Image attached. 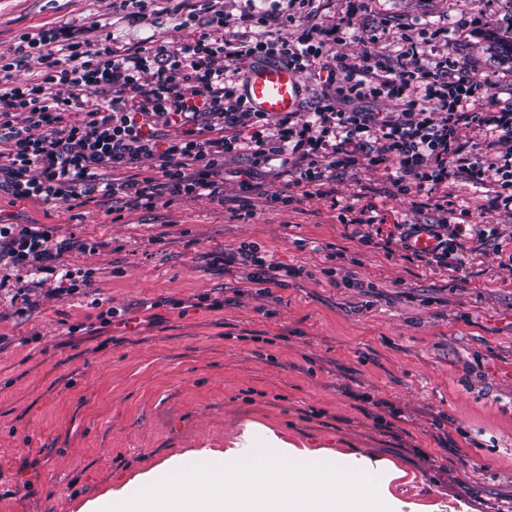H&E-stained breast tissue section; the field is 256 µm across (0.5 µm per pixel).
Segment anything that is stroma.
Listing matches in <instances>:
<instances>
[{
    "label": "stroma",
    "mask_w": 512,
    "mask_h": 512,
    "mask_svg": "<svg viewBox=\"0 0 512 512\" xmlns=\"http://www.w3.org/2000/svg\"><path fill=\"white\" fill-rule=\"evenodd\" d=\"M103 13L118 46L193 35L166 13L131 22L121 0H0V55L43 26L90 38ZM293 13L317 24L324 53L384 65L410 36L423 65L449 56L512 98V60L485 38L512 36V0H309ZM256 184L249 217L230 173L224 202L119 215L107 200L0 196V224L45 225L60 263L92 278L67 294L0 254V512H80L172 457L239 447L247 430L308 463L383 461L400 472L392 495L420 512H512V209L484 210L486 186L449 181L454 222L492 234L471 242L460 271L432 270L336 219L333 200L388 186L385 171L337 170L335 199L288 206L270 202L285 181ZM385 211L383 238L440 217L400 193ZM243 243L300 276L258 291L218 260Z\"/></svg>",
    "instance_id": "1"
}]
</instances>
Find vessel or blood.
Masks as SVG:
<instances>
[{
	"mask_svg": "<svg viewBox=\"0 0 512 512\" xmlns=\"http://www.w3.org/2000/svg\"><path fill=\"white\" fill-rule=\"evenodd\" d=\"M301 89L298 71L282 62H258L251 65L241 86L250 106L271 119L296 111Z\"/></svg>",
	"mask_w": 512,
	"mask_h": 512,
	"instance_id": "1",
	"label": "vessel or blood"
}]
</instances>
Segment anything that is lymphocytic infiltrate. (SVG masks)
Returning <instances> with one entry per match:
<instances>
[{"instance_id":"f902f5d3","label":"lymphocytic infiltrate","mask_w":512,"mask_h":512,"mask_svg":"<svg viewBox=\"0 0 512 512\" xmlns=\"http://www.w3.org/2000/svg\"><path fill=\"white\" fill-rule=\"evenodd\" d=\"M228 21L220 0H208L199 20L191 0H177L174 16L194 28L191 40L173 46L150 38L132 48L104 46L48 28L18 37L11 56H0V193L15 201L70 203L112 200L117 210L150 209L157 204L207 197L224 198V169L247 157L250 170L285 179L305 197H326L336 169L385 166L393 188L427 197L443 217L433 224L398 225L396 240H375L371 225L383 223L377 203L355 197L340 208L341 223L360 226L361 244L412 249L411 237L424 232L434 249L416 253L426 265L462 269L466 244L482 240L481 224L445 219L444 184L467 172L473 183L491 182L490 209L512 207V102L492 101V84L447 62L427 68L417 47L401 51L392 66L371 55L352 63L334 55L322 67V44L310 24L289 32L286 17H269V29H256V0ZM234 24L231 38L217 31ZM36 60L37 78L16 82L14 70ZM284 61L297 70L326 69L337 94L379 95L404 114L397 121L381 112H344L335 96L320 95L303 117L288 113L271 120L254 111L240 94V61ZM166 118L177 133L162 137L155 118ZM488 128L487 150L497 159L489 167L470 163L468 144L456 136L461 125ZM370 141L372 154L355 157L346 142ZM154 163L153 174L121 177V170ZM47 229L15 230L0 225V245L13 265L38 274L57 254L47 249ZM225 267L246 266V280L261 291L279 284L282 267L258 245L223 251Z\"/></svg>"}]
</instances>
